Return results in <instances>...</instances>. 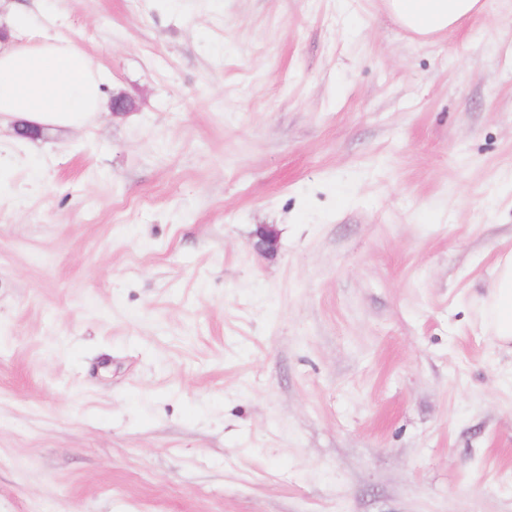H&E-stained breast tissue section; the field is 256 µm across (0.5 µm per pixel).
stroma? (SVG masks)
Masks as SVG:
<instances>
[{"label": "stroma", "instance_id": "obj_1", "mask_svg": "<svg viewBox=\"0 0 512 512\" xmlns=\"http://www.w3.org/2000/svg\"><path fill=\"white\" fill-rule=\"evenodd\" d=\"M19 7L134 108L0 123V512H512V0ZM485 0H385L395 21L421 38L457 27L481 13ZM481 328L498 351L512 354V249L492 266L491 284L480 308Z\"/></svg>", "mask_w": 512, "mask_h": 512}]
</instances>
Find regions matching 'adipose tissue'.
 Masks as SVG:
<instances>
[{
  "label": "adipose tissue",
  "instance_id": "1",
  "mask_svg": "<svg viewBox=\"0 0 512 512\" xmlns=\"http://www.w3.org/2000/svg\"><path fill=\"white\" fill-rule=\"evenodd\" d=\"M395 21L421 38L457 27L481 13L484 0H385ZM106 98L90 57L50 35L0 44V118L37 131H72L104 111ZM481 328L493 347L512 353V249L492 266L480 308Z\"/></svg>",
  "mask_w": 512,
  "mask_h": 512
}]
</instances>
